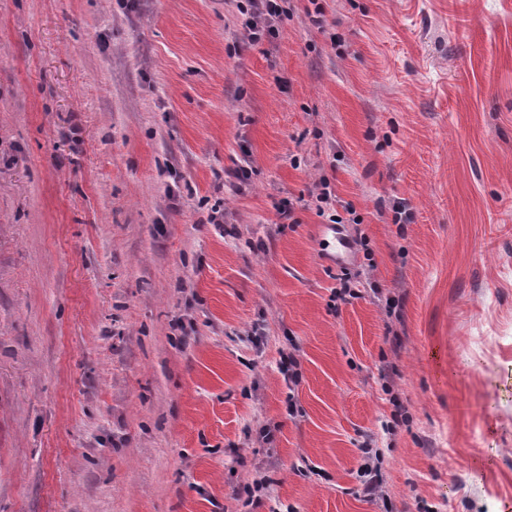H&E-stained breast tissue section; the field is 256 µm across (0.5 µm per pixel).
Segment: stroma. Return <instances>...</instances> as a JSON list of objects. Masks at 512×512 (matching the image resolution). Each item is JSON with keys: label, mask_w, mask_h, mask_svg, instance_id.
<instances>
[{"label": "stroma", "mask_w": 512, "mask_h": 512, "mask_svg": "<svg viewBox=\"0 0 512 512\" xmlns=\"http://www.w3.org/2000/svg\"><path fill=\"white\" fill-rule=\"evenodd\" d=\"M284 4L0 0V512H512V0ZM249 6L246 28L252 41L259 39L260 31H270L288 19V12L276 0H249Z\"/></svg>", "instance_id": "1"}]
</instances>
